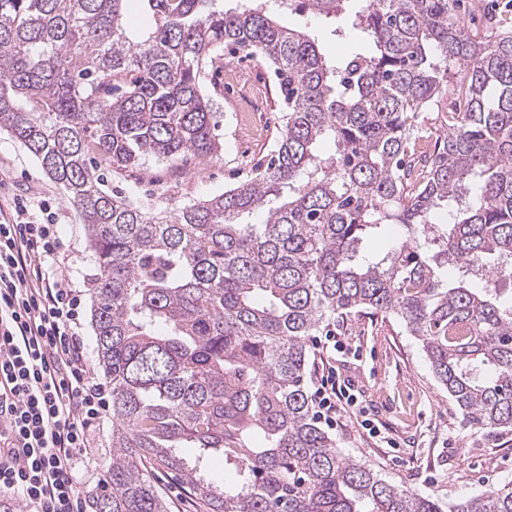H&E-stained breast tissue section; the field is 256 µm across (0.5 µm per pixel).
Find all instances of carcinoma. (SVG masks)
Returning a JSON list of instances; mask_svg holds the SVG:
<instances>
[{
    "label": "carcinoma",
    "mask_w": 512,
    "mask_h": 512,
    "mask_svg": "<svg viewBox=\"0 0 512 512\" xmlns=\"http://www.w3.org/2000/svg\"><path fill=\"white\" fill-rule=\"evenodd\" d=\"M138 2L143 31L129 0H0V130L79 212L97 264L112 460L92 512H167L154 463L206 512H512V482L448 507L344 456L306 386L309 337L369 309L404 322L464 423L512 434V32L477 39L455 0H303L355 34L332 61L283 23L295 0ZM229 46L280 80L271 159L170 212L106 191L92 148L116 168L218 155L201 74ZM452 70L459 111L412 164V119ZM214 455L233 488L207 475Z\"/></svg>",
    "instance_id": "1"
}]
</instances>
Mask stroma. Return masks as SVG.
Masks as SVG:
<instances>
[{
	"label": "stroma",
	"mask_w": 512,
	"mask_h": 512,
	"mask_svg": "<svg viewBox=\"0 0 512 512\" xmlns=\"http://www.w3.org/2000/svg\"><path fill=\"white\" fill-rule=\"evenodd\" d=\"M288 24L308 28L328 56H344L352 47L349 38L333 35L331 23L309 12L290 14ZM202 87L214 103L220 155L185 162L149 157L126 169L102 163L98 171L107 188L125 193L140 208L170 210L220 194L266 162L283 131L274 117L285 108L267 64L242 52H225L221 64L207 69ZM18 198L45 200L58 210L66 262L77 287L86 288L96 265L78 212L39 163L0 132V209L9 210ZM331 327L341 350L325 363L313 358L310 368H335L337 379L351 386L361 404L341 412L331 433L339 451L366 462L387 481L448 504L512 481V434L494 438L463 424L401 319L365 311ZM365 417L378 420L382 439L363 431ZM152 479L168 512H204L166 468L154 466Z\"/></svg>",
	"instance_id": "obj_1"
}]
</instances>
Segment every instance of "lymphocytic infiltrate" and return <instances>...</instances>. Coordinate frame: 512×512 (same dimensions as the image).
I'll return each mask as SVG.
<instances>
[{"label":"lymphocytic infiltrate","mask_w":512,"mask_h":512,"mask_svg":"<svg viewBox=\"0 0 512 512\" xmlns=\"http://www.w3.org/2000/svg\"><path fill=\"white\" fill-rule=\"evenodd\" d=\"M57 214L0 211V496L34 512H82L79 472L110 407L80 327L79 291L61 255ZM317 421L335 429L356 394L334 373L313 380Z\"/></svg>","instance_id":"1"}]
</instances>
